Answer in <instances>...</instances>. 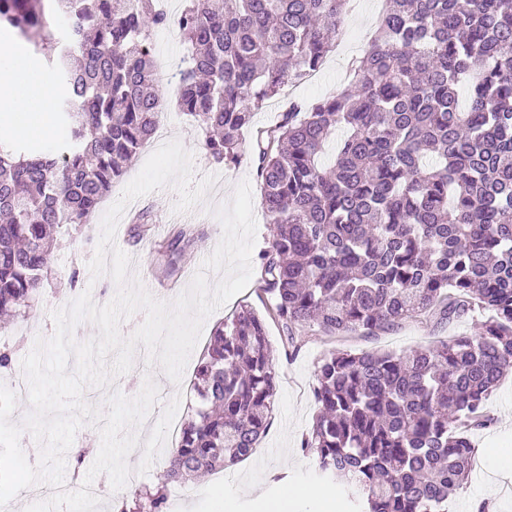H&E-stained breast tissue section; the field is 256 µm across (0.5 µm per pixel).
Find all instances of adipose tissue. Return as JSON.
<instances>
[{
  "label": "adipose tissue",
  "mask_w": 512,
  "mask_h": 512,
  "mask_svg": "<svg viewBox=\"0 0 512 512\" xmlns=\"http://www.w3.org/2000/svg\"><path fill=\"white\" fill-rule=\"evenodd\" d=\"M51 80L31 70L23 59L0 67V122L12 135L39 138L50 127Z\"/></svg>",
  "instance_id": "adipose-tissue-1"
}]
</instances>
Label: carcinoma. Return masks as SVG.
<instances>
[{
	"label": "carcinoma",
	"instance_id": "obj_1",
	"mask_svg": "<svg viewBox=\"0 0 512 512\" xmlns=\"http://www.w3.org/2000/svg\"><path fill=\"white\" fill-rule=\"evenodd\" d=\"M349 0H0V30L48 62L68 127L58 154L0 144V313H26L51 262L50 231L88 224L155 132L152 29L191 50L176 105L206 130L214 162L241 165L267 100L320 68ZM348 86L290 98L256 141L271 224L259 254L283 335L376 336L422 314L476 332L395 354L332 350L317 363L319 412L300 450L362 512H443L468 479L470 436L512 374V0H385ZM343 139L330 164L324 146ZM194 229H172L177 257ZM198 406L158 481L187 484L249 457L271 423L274 358L264 317L213 331L193 380ZM127 508L167 512L136 488Z\"/></svg>",
	"mask_w": 512,
	"mask_h": 512
}]
</instances>
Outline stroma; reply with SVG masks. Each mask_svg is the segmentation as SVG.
<instances>
[{
  "label": "stroma",
  "instance_id": "35a3bbf8",
  "mask_svg": "<svg viewBox=\"0 0 512 512\" xmlns=\"http://www.w3.org/2000/svg\"><path fill=\"white\" fill-rule=\"evenodd\" d=\"M384 6V0H353L335 53L327 57L313 80L287 87L282 96L270 100L255 115V129L274 124L286 98L312 101L342 88L346 68L363 55L374 37L376 23L371 18L372 13L383 10ZM151 42L155 66L160 70L157 89L164 99L174 100L177 87L162 75L161 70L169 56L188 53L189 48L173 27L153 30ZM166 119L165 136L180 141L192 153L195 178L216 174L220 180L204 200L188 212L174 213L178 195L175 190L164 188L131 202L119 221L117 245L131 256L132 267L143 286L162 301L173 300L189 285L203 261L219 243L222 226L212 210L230 200L233 187L238 182L249 180L252 187L253 212L257 222L255 251H262L270 239V226L260 204V182L253 163L245 162L236 168L215 164L202 148L204 131L192 117L171 107L166 112ZM144 208L150 209L153 215L152 224L145 230L133 222L134 215ZM175 224L196 225L199 236L185 249L178 262L180 270L172 276L168 273L165 257L158 252V244ZM99 235L100 228L96 225L89 229L69 225L57 229L48 279L33 311L27 318L11 321L0 328V349L13 353L11 366L0 371L1 384L10 387L21 379L22 360L32 350L36 338L53 335L51 311L65 306L87 290L91 291L94 302L100 305L114 297L116 285L113 280L107 276L92 279L88 269ZM260 288L258 277H251L245 291L206 319L180 383H173L159 366H148L144 353L136 352L132 370L116 378L114 386L132 397L141 390L145 375H152L157 383L158 401L139 428L141 439H148L164 406L173 398L181 400L175 420L183 422L197 403L191 384L213 329L220 322L231 320L241 305L248 304L256 311H263ZM474 332L475 322L466 316L445 327L437 326L433 318L423 317L370 338H329L309 334L296 336L290 341L275 324H268V339L277 377L272 424L266 437L250 458L232 466L231 479L221 484L210 476L199 480V496L192 500L169 498L168 512H258L255 504L257 495L276 498L289 488L298 486L312 491L310 498L298 504V512H322L319 494L323 491L332 494L335 512H352L344 485L320 478L313 457L300 450V441L310 430L318 412L313 387L319 359L333 349L401 353ZM489 408L497 423L492 430L474 436L477 454L473 470L464 488L449 500L445 512H468V494L485 492L489 493L495 512H512V377L507 378L491 397Z\"/></svg>",
  "mask_w": 512,
  "mask_h": 512
}]
</instances>
